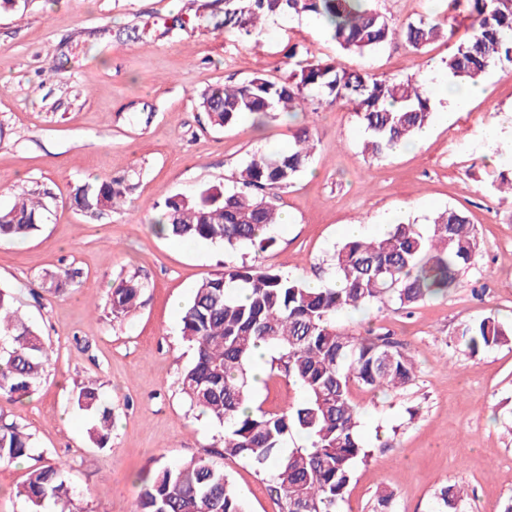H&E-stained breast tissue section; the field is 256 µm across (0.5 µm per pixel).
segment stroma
I'll use <instances>...</instances> for the list:
<instances>
[{
  "label": "stroma",
  "mask_w": 512,
  "mask_h": 512,
  "mask_svg": "<svg viewBox=\"0 0 512 512\" xmlns=\"http://www.w3.org/2000/svg\"><path fill=\"white\" fill-rule=\"evenodd\" d=\"M374 5L401 27L446 14L448 0ZM223 20L224 0H18L0 10V207L33 192L49 207L28 239L0 243V287L13 289L20 313L55 350L34 394L0 399V416L43 453L0 466V512H28L15 491L44 458L63 463L75 512H131L138 473L207 452L248 512H280L265 477L214 453L217 429L190 411L178 378L192 352L174 302L190 299L227 258L329 284L344 225H365L377 237L400 222L428 224L447 208L465 212L480 243L454 290L409 309L336 316L353 334L390 333L417 366L398 391L353 387L374 453L357 466L340 509L375 512L386 490L392 512H433L440 487L456 484L467 492L459 512H500L512 497V345L472 356L458 337L490 314L512 327V201L492 185L512 167V63L493 65L482 96L461 111L434 112L432 135L418 149L374 157L346 104L220 128L198 100L216 85L286 79L293 46L380 76L433 82L451 43L413 51L396 41L342 56L310 17L268 18L257 43L225 32ZM303 125L316 133L311 164L269 192L290 221L276 227L268 251L228 256L219 245L153 232L156 202L230 186L254 153L286 148ZM109 177L124 178V207L99 218L73 208L77 185ZM61 268L72 278L57 293L45 277ZM133 273L145 284L142 304L113 319L109 290ZM87 382L114 413L103 449L73 404Z\"/></svg>",
  "instance_id": "35a3bbf8"
}]
</instances>
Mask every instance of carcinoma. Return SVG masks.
<instances>
[{"label": "carcinoma", "mask_w": 512, "mask_h": 512, "mask_svg": "<svg viewBox=\"0 0 512 512\" xmlns=\"http://www.w3.org/2000/svg\"><path fill=\"white\" fill-rule=\"evenodd\" d=\"M372 0H224L225 31L251 40L262 37L268 16H310L320 20L345 53L364 55L402 38L420 50L442 36L453 37L443 19H421L393 26ZM448 9L472 18L473 34L454 45L445 68L459 84L475 83L496 62L512 61V0H448ZM298 49L289 53L297 59ZM350 104L368 133L365 150L380 156L410 140L432 118L431 96L413 77L380 78L366 70L315 56L297 59L282 82L262 76L234 87L219 86L201 97L199 107L211 124L227 127L247 115L275 118L308 105ZM314 133L296 129L288 149L254 154L230 189L211 186L191 196H171L156 204V234L185 242H207L233 252L244 246L265 250L279 215L267 196L286 188L308 167ZM124 189L114 180L75 188V207L91 217L123 204ZM42 199H22L0 209V240H22L43 223ZM479 243L467 217L448 208L420 232L414 224H394L374 238L348 239L332 258V277L341 287L316 290L282 269L242 264L198 283L183 309L181 333L193 359L179 378L189 408L222 430L224 455L240 458L268 475V487L281 512H339L355 468L370 456L360 435V408L352 400L358 385L398 390L415 378L416 362L388 335L366 330L356 335L336 328L344 311L409 309L448 293L470 265ZM144 284L136 276L114 283L109 306L122 320L141 303ZM247 292L245 300L237 292ZM460 344L474 355L512 344V329L488 316L464 326ZM270 350L267 375L295 386L303 399L295 407L244 409L249 399V368L254 350ZM52 348L15 307L14 293L0 288V397L21 398L39 387ZM75 406L88 419V436L100 448L112 433V407L98 389L80 388ZM304 444L288 448L289 436ZM39 452L30 434L0 417V463L30 459ZM463 491L440 488L435 512H458ZM29 512L53 502L66 512L74 490L63 465L46 462L32 469L18 491ZM133 512H247L228 476L206 457L163 463L144 481Z\"/></svg>", "instance_id": "1"}]
</instances>
